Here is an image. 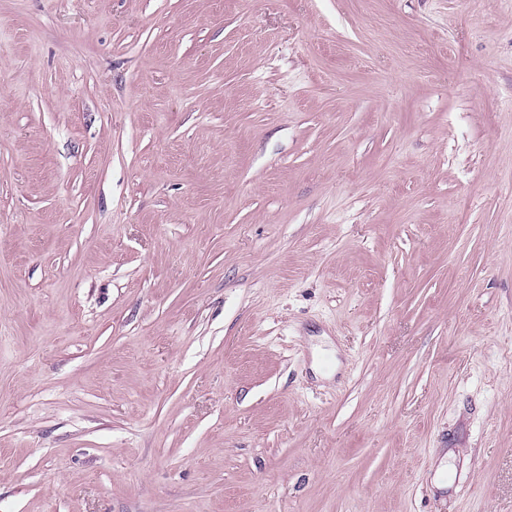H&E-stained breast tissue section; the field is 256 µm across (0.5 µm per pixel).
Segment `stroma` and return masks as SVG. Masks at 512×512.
<instances>
[{"label":"stroma","mask_w":512,"mask_h":512,"mask_svg":"<svg viewBox=\"0 0 512 512\" xmlns=\"http://www.w3.org/2000/svg\"><path fill=\"white\" fill-rule=\"evenodd\" d=\"M0 512H512V0H0Z\"/></svg>","instance_id":"obj_1"}]
</instances>
